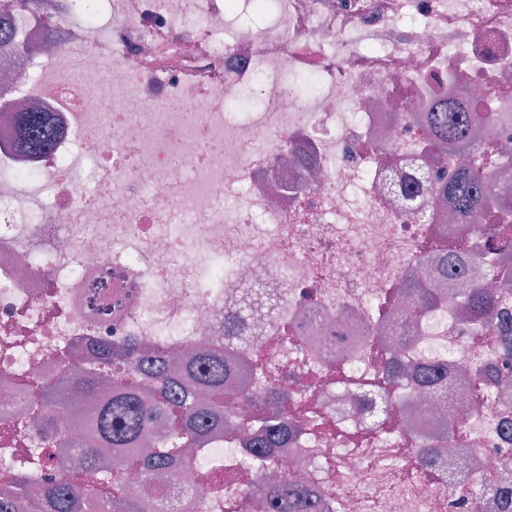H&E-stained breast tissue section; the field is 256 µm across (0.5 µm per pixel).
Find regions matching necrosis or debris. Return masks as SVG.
<instances>
[{
  "label": "necrosis or debris",
  "instance_id": "obj_1",
  "mask_svg": "<svg viewBox=\"0 0 512 512\" xmlns=\"http://www.w3.org/2000/svg\"><path fill=\"white\" fill-rule=\"evenodd\" d=\"M241 6L265 25L233 26ZM0 16L18 25L0 37V490L20 474L33 497L44 476L75 478L52 439L76 404L48 409L34 393L63 369L51 346L138 340L179 355L223 336L225 313L249 300L246 358L265 374L247 377L252 395L228 417L245 426L267 383L287 393L303 430L278 469L220 435L194 479L130 471L127 486L194 485L200 512L288 480L330 512H498L447 475L500 480L512 453V380L479 399L469 383L512 361L495 340L512 292L477 332L453 297L419 318L403 289L437 285L441 242L479 286L497 281L475 252L483 218L463 235L436 203L448 166L471 156L439 144L430 117L458 105L472 143L512 151V0H0ZM28 104L53 125L35 155L15 148ZM421 164L432 183L408 211L388 183ZM107 275L103 319L87 300ZM312 313L355 327L342 362L293 342ZM400 346L467 377L411 390L371 426L361 383ZM340 369L354 382L335 385ZM448 427L460 437L440 478L396 487L406 457Z\"/></svg>",
  "mask_w": 512,
  "mask_h": 512
}]
</instances>
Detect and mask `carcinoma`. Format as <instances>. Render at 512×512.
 <instances>
[{
    "instance_id": "obj_1",
    "label": "carcinoma",
    "mask_w": 512,
    "mask_h": 512,
    "mask_svg": "<svg viewBox=\"0 0 512 512\" xmlns=\"http://www.w3.org/2000/svg\"><path fill=\"white\" fill-rule=\"evenodd\" d=\"M433 126L450 145L468 142L469 119L462 112H454L444 106L432 116ZM24 132L17 147L23 154L36 153L50 142V129L45 114L38 110L22 113ZM485 166L475 162L471 167L448 177L440 187L439 200H450L455 205L456 216L465 221L480 210L483 199L488 197ZM493 227L486 233L482 249L483 256L494 261V265L505 266L504 259L512 254V235H505L501 227L512 223L508 214H491ZM108 282L100 280L92 285L90 303L98 315L106 317L112 304L100 300V289ZM409 299L416 311L431 310L439 297L425 288L412 286ZM456 299L464 309L466 321L474 325L492 314L499 305L500 293L489 292L476 284L458 289ZM251 305L246 304L235 314L224 319V336L212 346L187 361L180 378H173L162 354L148 345L136 347L112 344L106 348L89 344L75 354L64 346L59 348L60 358L74 370L70 375L47 381L41 385L39 399L43 406L52 408L68 399L80 396L93 398L98 381L114 370L124 366L139 371L141 377L114 392L112 397L100 403L91 419L81 423L87 439L74 444L66 435L59 437L60 444L74 448V464L84 479L97 485L107 472H112V485L102 495L112 496V502H121V512H157L152 500L122 489L121 474L112 470L117 464L127 470H139L144 478L171 467L184 471L195 468L202 445L213 434L220 431L230 436L238 426L224 421V408L243 396L237 389L228 387L240 369L245 367V340L240 335V326L251 314ZM353 337L346 328H336V335L325 336L323 341L333 352L336 360L347 354ZM442 371L431 368L416 370L421 385L436 388L441 384ZM406 372L401 368L388 371L375 382L365 384V389L379 400V410L373 414V423L384 420L386 411L395 407V390L402 384ZM281 391L273 387L264 394L259 411L248 424L249 436L244 439L246 456L267 469L279 465L280 454L288 446V413L283 408ZM164 418L167 429L157 440L154 451L142 454L139 451L145 435L158 418ZM452 431L445 438L426 450V457L418 460V466L432 475L437 474L431 466L442 454ZM29 480L20 475L15 478L12 493L0 499V512H19L26 506L31 512H74L81 506L84 496L91 489L77 483L44 479L39 496L28 501ZM480 494L504 500L501 512H512V490L509 483H477ZM272 512H321L320 501L303 491L302 485L289 480L269 500Z\"/></svg>"
}]
</instances>
